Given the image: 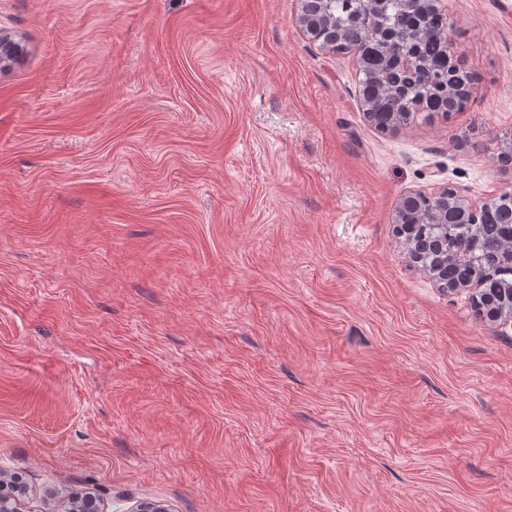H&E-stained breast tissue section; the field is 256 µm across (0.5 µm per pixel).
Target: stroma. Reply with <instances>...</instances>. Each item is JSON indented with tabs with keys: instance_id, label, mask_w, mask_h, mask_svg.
<instances>
[{
	"instance_id": "35a3bbf8",
	"label": "stroma",
	"mask_w": 512,
	"mask_h": 512,
	"mask_svg": "<svg viewBox=\"0 0 512 512\" xmlns=\"http://www.w3.org/2000/svg\"><path fill=\"white\" fill-rule=\"evenodd\" d=\"M462 111L366 119L297 0H0V469L32 512H512V322L401 198L512 193V0H445ZM426 205L421 202L418 206L411 210L405 211L403 221L407 225L406 228L409 230L410 224H417L415 235L419 238L429 239L432 235L436 234L433 229V225L423 220L424 211Z\"/></svg>"
}]
</instances>
